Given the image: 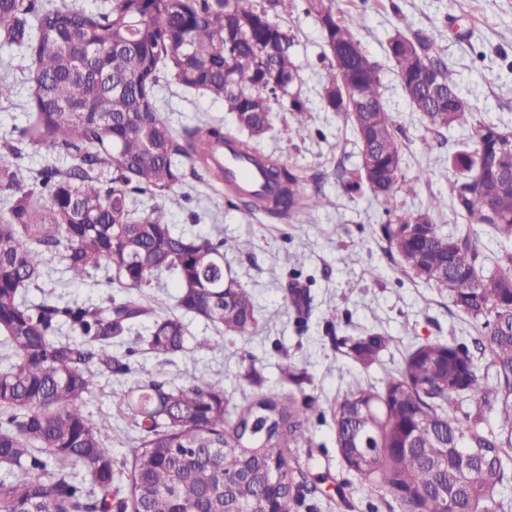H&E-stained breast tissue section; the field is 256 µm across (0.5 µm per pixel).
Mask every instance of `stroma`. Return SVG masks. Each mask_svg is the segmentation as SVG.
Listing matches in <instances>:
<instances>
[{"mask_svg": "<svg viewBox=\"0 0 512 512\" xmlns=\"http://www.w3.org/2000/svg\"><path fill=\"white\" fill-rule=\"evenodd\" d=\"M340 13L359 16L357 38L377 62L383 104L392 117L402 151V173L417 180L416 192L399 196V212H416L436 196H451L457 180L448 158L459 143L471 139L475 127L492 124L512 129V0H334ZM295 39L293 55L300 80L294 90L308 99L311 118L296 130L290 112L273 105L271 130L258 141L262 153L295 168L305 194L319 197L311 211L279 220L242 208L220 184L194 179L176 188L166 203L175 232L224 235V265L253 295L259 325L252 336L220 333L212 324L188 318L192 335L207 341L158 365L155 356H131V377L101 383L88 404L92 422L109 439L112 454L125 460L131 419L121 403L134 379L157 371L184 382L202 376L223 387L230 409L246 405L258 389L304 388L316 399L310 445L292 449L293 471L304 473L315 493L299 512H401L394 497L348 473L336 448L331 408L351 390L376 385L400 368L408 350L427 340L451 339L472 344L478 331L473 321L451 302L447 290L432 288L407 272L389 252L383 206L368 190L346 191L356 175L360 151L351 125L321 103L322 73L331 56L318 22L306 12L304 0H288L278 19ZM435 32L442 56L464 90L471 124L438 136L403 94L387 55L389 39L407 29ZM15 85L14 96L0 100V160L4 142L13 140L34 110L20 69L17 48L0 45V78ZM160 105L174 131L202 122L223 124L236 132L233 116L222 101L171 83L159 94ZM250 239L246 251L234 250L239 239ZM302 265H294V254ZM374 276H367V269ZM61 267L49 264L44 290H59L67 300L96 302L120 296L106 282L62 285ZM307 292L309 311L293 304L292 288ZM379 331L391 336L390 348L364 368L347 358L343 342ZM257 369L261 383L247 374Z\"/></svg>", "mask_w": 512, "mask_h": 512, "instance_id": "obj_1", "label": "stroma"}]
</instances>
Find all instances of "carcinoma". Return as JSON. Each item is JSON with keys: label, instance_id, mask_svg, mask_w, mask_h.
Segmentation results:
<instances>
[{"label": "carcinoma", "instance_id": "cac0c4a2", "mask_svg": "<svg viewBox=\"0 0 512 512\" xmlns=\"http://www.w3.org/2000/svg\"><path fill=\"white\" fill-rule=\"evenodd\" d=\"M285 2L112 0L88 12L67 0H0V43L27 59L35 105L7 148L17 159L30 145L73 160L31 175L0 163L9 203L0 217V512H236L244 503L293 512L314 491L292 477L287 458L288 448L309 441L310 394L261 390L231 414L224 388L205 377L175 383L149 373L124 395L137 435L120 465L86 414L99 383L132 373L130 356L165 362L185 352L193 337L184 317L239 336L256 328L252 295L224 271V238L177 234L166 210L169 193L190 177L224 182L200 146L228 134L220 124L176 134L157 90L169 72L182 87L224 101L249 135L237 140L246 154L269 128L275 103H287L296 129L305 127L309 107L291 92L299 78L293 38L276 22ZM306 2L333 56L323 107L350 123L361 151L372 154L370 172L359 169L347 189L367 188L390 214L397 195L415 193L417 183L401 174L378 67L356 37L357 16L336 15L331 0ZM88 44L95 55L80 51ZM387 53L428 129L440 135L467 123L468 103L433 33L399 32ZM500 138L512 139V130L483 125L450 158L463 178L453 200L464 226L446 233L432 222L448 207L436 197L386 228L402 266L448 289L476 324L492 377L466 347L426 341L380 386L359 388L334 408L344 466L391 493L402 512H512V248L490 268L480 236L488 228L512 244V184L494 170ZM265 161L269 193L251 197L250 209L288 218L319 205L293 168ZM141 197L152 205L139 215ZM54 259L69 282L101 273L123 294L98 303L29 297ZM167 274L178 281V315L149 293ZM390 344L372 332L349 340L346 355L368 367ZM116 346L126 353H113ZM493 408L497 431L483 427ZM226 477L234 480L227 492ZM123 478L126 496L117 486Z\"/></svg>", "mask_w": 512, "mask_h": 512}]
</instances>
